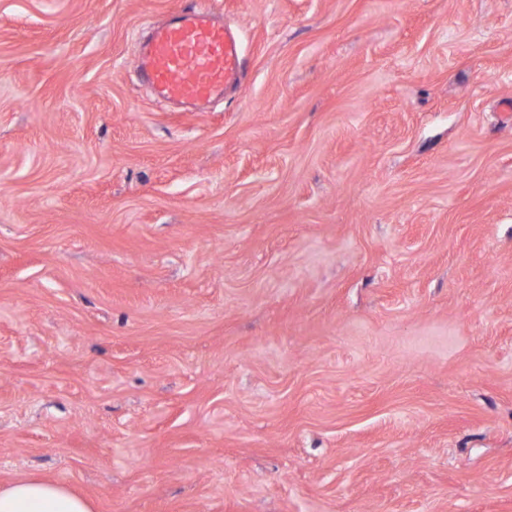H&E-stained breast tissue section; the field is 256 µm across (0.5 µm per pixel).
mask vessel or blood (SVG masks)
Listing matches in <instances>:
<instances>
[{"mask_svg": "<svg viewBox=\"0 0 512 512\" xmlns=\"http://www.w3.org/2000/svg\"><path fill=\"white\" fill-rule=\"evenodd\" d=\"M137 68L161 101L199 109L244 81L240 38L205 4L172 12L143 45Z\"/></svg>", "mask_w": 512, "mask_h": 512, "instance_id": "vessel-or-blood-1", "label": "vessel or blood"}]
</instances>
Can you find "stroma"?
I'll return each mask as SVG.
<instances>
[{
  "mask_svg": "<svg viewBox=\"0 0 512 512\" xmlns=\"http://www.w3.org/2000/svg\"><path fill=\"white\" fill-rule=\"evenodd\" d=\"M0 0V485L97 512H512V0ZM137 68L161 101L201 109L244 81L240 38L204 1L172 12L143 45ZM0 512H95V503L58 481L28 475L0 487Z\"/></svg>",
  "mask_w": 512,
  "mask_h": 512,
  "instance_id": "1",
  "label": "stroma"
}]
</instances>
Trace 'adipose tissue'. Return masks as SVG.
Returning a JSON list of instances; mask_svg holds the SVG:
<instances>
[{
  "instance_id": "adipose-tissue-1",
  "label": "adipose tissue",
  "mask_w": 512,
  "mask_h": 512,
  "mask_svg": "<svg viewBox=\"0 0 512 512\" xmlns=\"http://www.w3.org/2000/svg\"><path fill=\"white\" fill-rule=\"evenodd\" d=\"M0 512H95V503L60 482L28 475L0 487Z\"/></svg>"
}]
</instances>
